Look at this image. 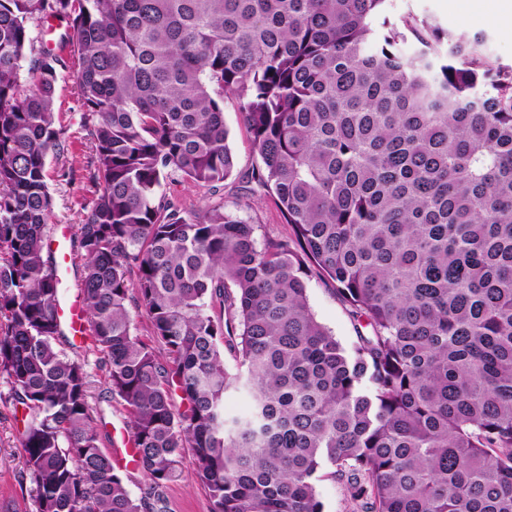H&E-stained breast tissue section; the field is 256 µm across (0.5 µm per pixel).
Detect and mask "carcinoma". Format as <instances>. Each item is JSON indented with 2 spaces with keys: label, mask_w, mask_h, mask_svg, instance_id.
Masks as SVG:
<instances>
[{
  "label": "carcinoma",
  "mask_w": 512,
  "mask_h": 512,
  "mask_svg": "<svg viewBox=\"0 0 512 512\" xmlns=\"http://www.w3.org/2000/svg\"><path fill=\"white\" fill-rule=\"evenodd\" d=\"M50 17L94 119L80 292L138 498L45 257L60 59L26 49ZM226 93L284 238L162 191L231 175ZM313 265L361 327L349 350L310 309ZM0 375L35 512H165L186 448L210 512H323L325 469L361 512H512V67L389 0H0ZM79 358L85 359L89 363L90 403L98 411H101L104 417L103 424L99 425L103 449L112 456L115 466L125 476L129 490L134 496L138 497L140 496L139 488L144 484L145 478L133 463L129 462L133 455V448L126 443L125 448H115L120 454L131 457L122 459L113 452L114 447H112V439H117L121 430L127 435L125 425L127 414L123 406L117 400L111 398L109 383L105 379L104 373L94 366L95 356L87 349V351H79Z\"/></svg>",
  "instance_id": "1"
}]
</instances>
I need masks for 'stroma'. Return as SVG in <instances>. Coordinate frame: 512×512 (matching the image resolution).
I'll use <instances>...</instances> for the list:
<instances>
[{
    "label": "stroma",
    "mask_w": 512,
    "mask_h": 512,
    "mask_svg": "<svg viewBox=\"0 0 512 512\" xmlns=\"http://www.w3.org/2000/svg\"><path fill=\"white\" fill-rule=\"evenodd\" d=\"M391 12L399 16L413 13L427 18L449 36L478 34L484 47L498 63L512 65V23L501 22L492 12L474 11L468 0H391ZM32 43L28 54L43 49L58 50L64 65L58 71L54 94V124L61 129V150L49 154L47 182L52 196L49 226L65 224L77 229L95 196L91 180L94 142L91 123L80 101L76 81L78 58L64 43L69 33L65 24L34 23L30 26ZM224 123L234 157L231 175L216 186H202L182 180L166 182L163 190L188 215H204L206 209L223 205L226 213L254 224L257 237L284 236L288 226L280 210L264 189L250 180V173L260 159L253 138L243 123L234 96L224 98ZM309 304L317 320L329 328L345 347L356 341L355 325L333 283L320 275H312L307 284ZM90 403L103 415L99 431L104 449L125 428L127 414L112 399L109 383L98 369L90 371ZM23 452L16 440L13 409L0 405V512H35L31 484L23 476ZM167 512H210V499L195 478L190 461H183L178 478L165 490Z\"/></svg>",
    "instance_id": "obj_1"
}]
</instances>
